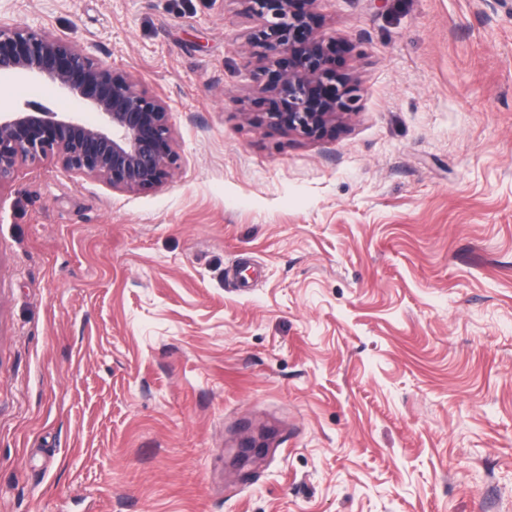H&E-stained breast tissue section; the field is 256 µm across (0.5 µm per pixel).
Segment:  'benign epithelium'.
I'll return each mask as SVG.
<instances>
[{
  "mask_svg": "<svg viewBox=\"0 0 512 512\" xmlns=\"http://www.w3.org/2000/svg\"><path fill=\"white\" fill-rule=\"evenodd\" d=\"M260 27L248 40L257 48L253 80L280 99L283 111L263 113L267 124L318 139L358 110V88L331 67V46L311 28L316 0H242ZM288 70H273L280 55ZM34 77L89 103L92 125L73 113L33 107L0 113V182L20 161L52 156L76 176H96L114 190H152L167 179L178 155L168 106L128 73L105 64L70 41L0 22V78Z\"/></svg>",
  "mask_w": 512,
  "mask_h": 512,
  "instance_id": "7a95c632",
  "label": "benign epithelium"
}]
</instances>
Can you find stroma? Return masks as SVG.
<instances>
[{
	"mask_svg": "<svg viewBox=\"0 0 512 512\" xmlns=\"http://www.w3.org/2000/svg\"><path fill=\"white\" fill-rule=\"evenodd\" d=\"M313 12L361 88L319 140L258 122L243 0H0L162 96L179 155L0 182V512H512V0ZM34 103L98 121L0 81Z\"/></svg>",
	"mask_w": 512,
	"mask_h": 512,
	"instance_id": "1",
	"label": "stroma"
}]
</instances>
